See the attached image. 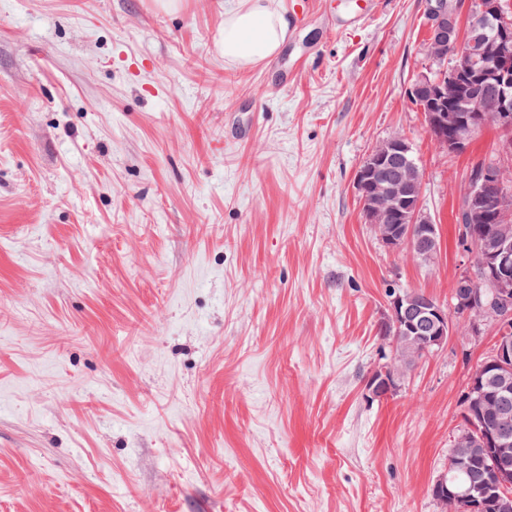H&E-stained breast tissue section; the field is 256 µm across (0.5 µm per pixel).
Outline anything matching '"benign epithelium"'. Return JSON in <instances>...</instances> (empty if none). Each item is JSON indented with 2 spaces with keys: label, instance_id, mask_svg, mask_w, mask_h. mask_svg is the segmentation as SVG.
I'll use <instances>...</instances> for the list:
<instances>
[{
  "label": "benign epithelium",
  "instance_id": "benign-epithelium-1",
  "mask_svg": "<svg viewBox=\"0 0 512 512\" xmlns=\"http://www.w3.org/2000/svg\"><path fill=\"white\" fill-rule=\"evenodd\" d=\"M470 12L477 14L492 34L461 37L458 32L457 4L448 0H428L427 51L437 69L419 77L410 89V98L424 115L431 136L449 153L464 151L471 135L484 125L487 110L497 124L512 128V19L503 13L499 0H476ZM456 63L448 67V55ZM410 143L395 137L379 143L363 160L356 173L362 191L365 215L382 226L379 241L396 251L415 247L418 256L434 260L438 247L436 228L424 211L418 192L420 172L407 158ZM500 175L486 168L471 182L468 196L473 203L472 219L481 225L473 233L477 245L468 242L465 251L471 261L490 272L501 286L512 281V238L498 225L499 207L493 205ZM455 309L466 320L465 339L480 342L490 331L497 333L494 358L485 360L470 374L466 405L476 404L496 414L500 427L483 432L463 412L453 436L451 457L466 469L478 458H490L492 467L507 474L512 471V312L482 301L469 272L452 285ZM388 308L396 324H405L417 344L414 361L428 351H438L448 343V310L426 293H395ZM390 356L379 364L364 385L371 399H382L401 386L409 360L400 355L397 342L389 343ZM434 495L451 500L458 512H482L485 488L464 486L442 476L436 480Z\"/></svg>",
  "mask_w": 512,
  "mask_h": 512
}]
</instances>
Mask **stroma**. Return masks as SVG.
Segmentation results:
<instances>
[{
	"instance_id": "stroma-1",
	"label": "stroma",
	"mask_w": 512,
	"mask_h": 512,
	"mask_svg": "<svg viewBox=\"0 0 512 512\" xmlns=\"http://www.w3.org/2000/svg\"><path fill=\"white\" fill-rule=\"evenodd\" d=\"M280 6L241 69L224 0H0V512H440L486 343L363 388L389 289L443 303L466 267L455 209L499 133L448 153L410 100L426 0ZM398 133L429 263L355 184Z\"/></svg>"
}]
</instances>
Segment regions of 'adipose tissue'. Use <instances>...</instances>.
<instances>
[{"label": "adipose tissue", "mask_w": 512, "mask_h": 512, "mask_svg": "<svg viewBox=\"0 0 512 512\" xmlns=\"http://www.w3.org/2000/svg\"><path fill=\"white\" fill-rule=\"evenodd\" d=\"M288 29L275 0H233L224 8L219 44L226 61L246 68L276 55Z\"/></svg>", "instance_id": "ef3b65f1"}]
</instances>
